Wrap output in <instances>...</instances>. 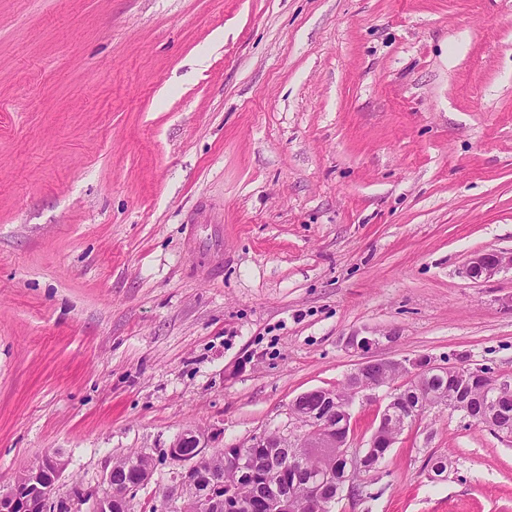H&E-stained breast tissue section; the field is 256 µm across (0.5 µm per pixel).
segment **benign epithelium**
<instances>
[{
  "label": "benign epithelium",
  "mask_w": 512,
  "mask_h": 512,
  "mask_svg": "<svg viewBox=\"0 0 512 512\" xmlns=\"http://www.w3.org/2000/svg\"><path fill=\"white\" fill-rule=\"evenodd\" d=\"M505 269H512V251L486 250L471 258L464 267L463 274L469 280L478 283L486 281ZM442 366L428 358H405L402 360L368 359L361 362L346 379L347 389L325 390L323 395L331 403L329 408L300 412V401L306 394L297 396L291 403L289 420L276 430V439L271 433L262 431L253 434L246 442L248 448H285L296 453V448H321L350 463L362 462L376 447L382 436L389 438L388 446H393L406 427L392 415L397 405L396 395L388 394V401L382 410L378 427L373 432L368 446L355 448L351 442V419L355 404L377 400L376 391L386 386L387 377L402 374L407 380L415 381L422 387L429 373L440 370ZM457 373L466 377L480 379L484 389L492 390L495 400H485L477 404L461 401L440 394L437 402L426 406V410H439L450 415L458 414L471 421L485 420L494 426V430L509 436L512 432L495 426V417L499 412L501 400L512 397V378L500 376L488 367H459ZM212 437L199 430L186 429L179 433L165 449L163 456L174 465L171 484L162 490V499L170 512H185L193 507L198 512H241L244 508L240 497L224 492L223 465L240 467L243 453L237 452L238 445L225 447V459L212 466L209 472L207 488L199 495L195 494L196 474L204 462L212 461L210 442ZM66 468V461L58 453H49L27 469L22 478L14 481L7 491L0 490V512H82L78 506L89 500V494L79 485L71 488L66 499H54L56 483ZM284 467L280 462L272 461L268 480L263 483V494L273 512H289L293 498L285 493L278 482ZM330 473L323 472L314 481L302 486L305 506L309 512H321L325 498L322 486L328 481ZM105 487L101 494L94 497L87 512H112V503L121 505L124 512H131L132 494L147 483L140 475L121 485L112 484V472L104 477Z\"/></svg>",
  "instance_id": "obj_1"
}]
</instances>
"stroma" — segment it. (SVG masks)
Masks as SVG:
<instances>
[{"instance_id":"35a3bbf8","label":"stroma","mask_w":512,"mask_h":512,"mask_svg":"<svg viewBox=\"0 0 512 512\" xmlns=\"http://www.w3.org/2000/svg\"><path fill=\"white\" fill-rule=\"evenodd\" d=\"M491 249L512 0H0V487L141 452L155 512L177 434L245 443L366 358L512 377ZM362 481L336 512H512V438L432 411ZM504 269H512V250H486L471 258L464 267L463 274L469 280L478 283L489 280Z\"/></svg>"}]
</instances>
